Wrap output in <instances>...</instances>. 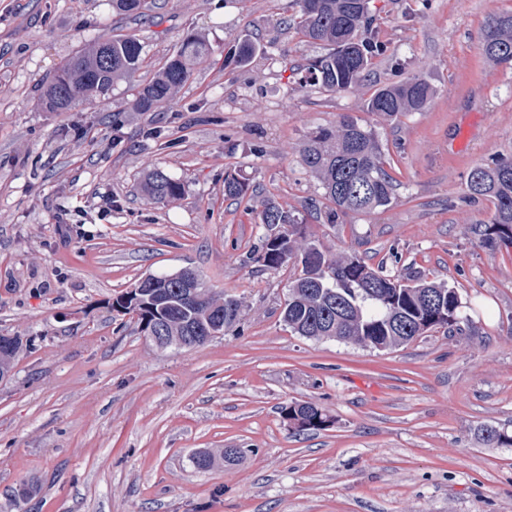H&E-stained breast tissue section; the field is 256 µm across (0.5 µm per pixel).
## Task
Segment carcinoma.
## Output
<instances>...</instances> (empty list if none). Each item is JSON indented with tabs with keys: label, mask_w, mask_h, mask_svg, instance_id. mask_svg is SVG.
Wrapping results in <instances>:
<instances>
[{
	"label": "carcinoma",
	"mask_w": 512,
	"mask_h": 512,
	"mask_svg": "<svg viewBox=\"0 0 512 512\" xmlns=\"http://www.w3.org/2000/svg\"><path fill=\"white\" fill-rule=\"evenodd\" d=\"M297 14L281 24L294 28L313 42L330 47L308 66L313 85L325 91L348 92L368 76L371 61L383 54L370 13V0H295ZM112 9L134 19L143 16L145 0H112ZM481 47L486 59L512 62V12L494 15L485 25ZM266 47L249 36L239 39L229 58L238 67L250 65ZM211 47L200 35L181 40L151 80L137 91L135 103L142 112L164 110L190 79L195 67L207 60ZM144 45L134 35L100 38L72 56L40 88V104L47 112H66L86 92L101 95L114 83L143 67ZM430 85L413 75L399 84H385L367 103L370 112L386 122L427 107ZM302 165L321 182L327 224H337L350 213L369 214L392 202L395 180L375 132L348 115L336 124L313 131L299 148ZM468 197L489 199L494 214L487 224H474L471 232L479 246L489 250L512 248V157L473 167L467 177ZM146 195L156 201L176 199L183 185L161 170L144 181ZM249 185L236 171L224 172V198L240 200ZM259 220L264 232L250 259L270 270L291 260L301 265L289 286L282 319L292 332L310 339H332L362 348L385 350L410 344L442 330L450 336H471L468 320L461 316L463 302L457 289L445 281H429L417 273L389 274L346 251L326 250L303 235L294 215L272 198L263 201ZM183 271L150 275L130 295L113 302V309L139 310V328L152 335L163 322L165 335L187 336V328L201 327L219 317L224 331H235L243 316V302L211 288L194 303L184 300ZM294 404L281 414L296 432L324 429L333 419L313 402H304L301 424L293 423ZM477 439L486 448H511L512 433L485 425Z\"/></svg>",
	"instance_id": "1"
}]
</instances>
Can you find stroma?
Wrapping results in <instances>:
<instances>
[{
	"mask_svg": "<svg viewBox=\"0 0 512 512\" xmlns=\"http://www.w3.org/2000/svg\"><path fill=\"white\" fill-rule=\"evenodd\" d=\"M153 24L110 0H0V336L22 347L0 380V512H512V249L480 247L471 168L512 155V65L489 62L487 20L512 0H372L386 45L352 92L299 87L326 47L296 29L293 0H146ZM105 34H134L148 66L112 92L47 112L41 86ZM213 52L162 112L134 94L186 35ZM252 36L266 57L226 60ZM420 75L434 96L395 124L367 112L378 87ZM344 114L373 129L397 187L392 203L340 224L318 218V180L298 149ZM160 169L184 187L155 203ZM250 196H224V172ZM275 198L308 238L388 272L447 280L475 334L434 333L395 350L313 340L281 311L297 270L248 255ZM193 269L240 296L236 332L161 348L115 299L147 275ZM333 419L296 434L281 406ZM239 449L201 469V450ZM477 439L486 448H511L512 432L506 428L485 425L477 429Z\"/></svg>",
	"mask_w": 512,
	"mask_h": 512,
	"instance_id": "35a3bbf8",
	"label": "stroma"
}]
</instances>
